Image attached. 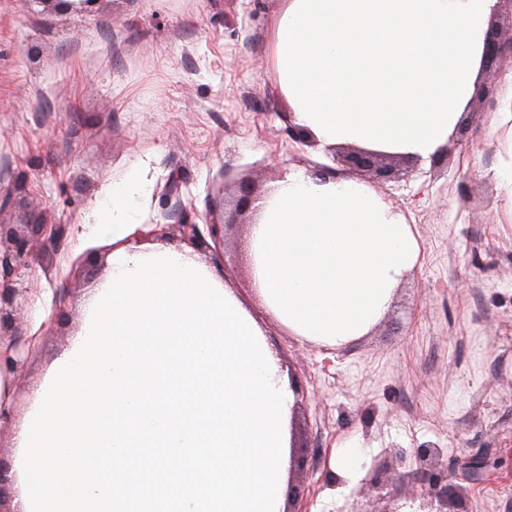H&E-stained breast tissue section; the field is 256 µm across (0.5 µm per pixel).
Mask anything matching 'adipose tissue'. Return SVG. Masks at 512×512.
<instances>
[{"label":"adipose tissue","instance_id":"1","mask_svg":"<svg viewBox=\"0 0 512 512\" xmlns=\"http://www.w3.org/2000/svg\"><path fill=\"white\" fill-rule=\"evenodd\" d=\"M495 0H286L271 24L277 76L297 125L321 146L430 160L461 118ZM141 167L102 190L80 234H132ZM420 245L367 185L288 172L250 227L253 286L296 336L344 346L386 315Z\"/></svg>","mask_w":512,"mask_h":512}]
</instances>
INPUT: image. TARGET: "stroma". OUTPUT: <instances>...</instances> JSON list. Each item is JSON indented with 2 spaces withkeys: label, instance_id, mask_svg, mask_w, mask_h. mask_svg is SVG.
I'll use <instances>...</instances> for the list:
<instances>
[{
  "label": "stroma",
  "instance_id": "stroma-1",
  "mask_svg": "<svg viewBox=\"0 0 512 512\" xmlns=\"http://www.w3.org/2000/svg\"><path fill=\"white\" fill-rule=\"evenodd\" d=\"M283 0H91L80 12L42 0H0V224H56L24 266L0 271L17 306V345L33 329L46 289L56 291L41 345L17 373L13 417L0 422V467L19 454L13 422L78 330L80 301L102 281L115 248L78 239L82 213L104 186L145 162L150 185L136 216L147 244H181V222L231 215L239 182L266 196L292 168L334 167L315 139L288 135L270 17ZM463 121L441 163L387 154L381 195L421 246L419 263L369 334L336 348L291 335L262 306L248 263L250 211L201 257L258 320L292 385L290 453L304 468L307 512H401L417 501L415 448L443 452L448 481L471 512H512V214L494 174L512 151L499 122L512 100V56L478 72ZM489 87L490 95L479 92ZM178 176V196L165 194ZM359 438L365 457L349 481L328 464ZM405 453L389 461L392 449ZM491 451L481 483L457 468ZM335 499H327L329 489Z\"/></svg>",
  "mask_w": 512,
  "mask_h": 512
}]
</instances>
